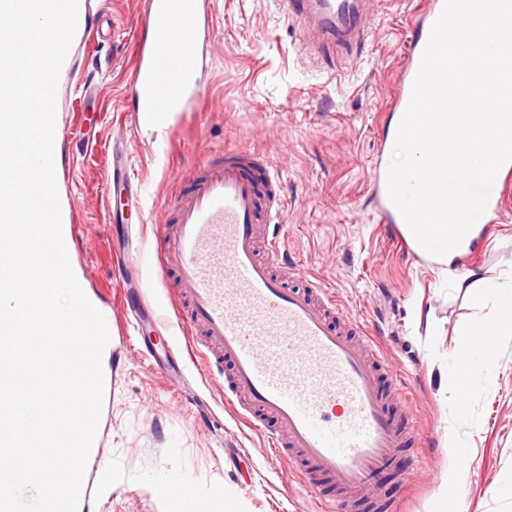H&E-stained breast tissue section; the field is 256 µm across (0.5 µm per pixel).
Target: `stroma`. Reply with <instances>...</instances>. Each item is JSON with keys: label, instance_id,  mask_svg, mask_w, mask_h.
Instances as JSON below:
<instances>
[{"label": "stroma", "instance_id": "35a3bbf8", "mask_svg": "<svg viewBox=\"0 0 512 512\" xmlns=\"http://www.w3.org/2000/svg\"><path fill=\"white\" fill-rule=\"evenodd\" d=\"M109 15L103 42L75 35L59 77L56 179L66 223L78 236L70 262L111 320L97 464L83 495L89 512H170L166 483L177 478L193 512H224L234 487L243 512H314V500L277 459L266 433L237 420L224 380L200 365L183 377L155 367L121 324V297L133 294L117 261L140 241L155 301L175 305V276L152 260L160 213L176 181L206 153L246 146L281 173L285 243L301 274L336 291L345 311L378 337L389 370L412 396L410 442L419 467L399 451L378 479L379 503L401 512H435L452 460L448 437L467 450L464 512H512V335L499 342L496 388L457 404L445 391L462 335L480 316L465 275L512 277V200L488 241L463 268L412 259L373 219V162L389 163L387 105L402 62L408 13L423 0H398L346 54L315 60L280 0H212L214 32L198 78L205 99L178 128L139 126L131 95L132 50L142 32L141 0H87ZM98 148L86 154V141ZM124 142L143 186L146 221L132 224L112 178V144Z\"/></svg>", "mask_w": 512, "mask_h": 512}]
</instances>
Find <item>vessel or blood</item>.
<instances>
[{
  "instance_id": "b4317fda",
  "label": "vessel or blood",
  "mask_w": 512,
  "mask_h": 512,
  "mask_svg": "<svg viewBox=\"0 0 512 512\" xmlns=\"http://www.w3.org/2000/svg\"><path fill=\"white\" fill-rule=\"evenodd\" d=\"M381 0H283L289 19L310 33L305 54L360 41L363 18ZM210 0H144L149 33L138 40L132 73L136 109L149 122L179 125L203 96L196 78L198 45L212 26ZM444 0H426L410 16L390 110L405 113L422 52ZM377 177L380 224L395 225L401 249L418 253L391 203L387 172ZM512 163L498 172L476 225L500 223ZM285 207L279 173L250 148L215 152L193 164L162 219L159 266L178 279L177 325L191 353L224 376V398L254 430L270 429V445L324 507V512L376 508L366 492L410 432L397 416L407 395L389 376L380 345L350 319L335 292L311 281L288 286ZM141 289L125 309L123 327L135 337L162 316Z\"/></svg>"
}]
</instances>
